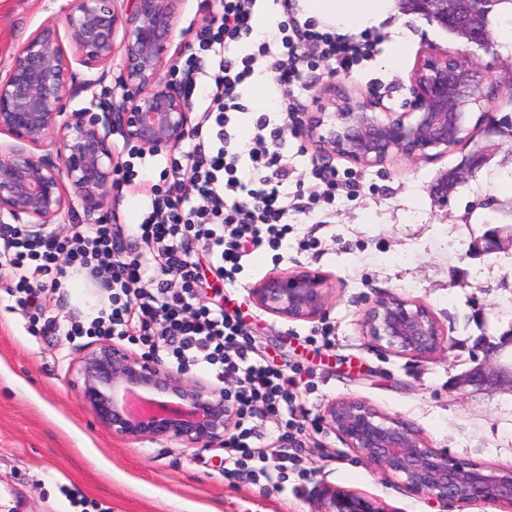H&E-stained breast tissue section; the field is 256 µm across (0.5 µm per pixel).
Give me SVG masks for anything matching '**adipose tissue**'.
Wrapping results in <instances>:
<instances>
[{"instance_id":"ef3b65f1","label":"adipose tissue","mask_w":512,"mask_h":512,"mask_svg":"<svg viewBox=\"0 0 512 512\" xmlns=\"http://www.w3.org/2000/svg\"><path fill=\"white\" fill-rule=\"evenodd\" d=\"M307 17L318 25L359 34L393 10L395 0H300Z\"/></svg>"}]
</instances>
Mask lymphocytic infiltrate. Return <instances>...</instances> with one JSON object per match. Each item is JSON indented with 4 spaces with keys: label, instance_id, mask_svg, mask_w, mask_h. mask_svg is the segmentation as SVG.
Returning a JSON list of instances; mask_svg holds the SVG:
<instances>
[{
    "label": "lymphocytic infiltrate",
    "instance_id": "lymphocytic-infiltrate-1",
    "mask_svg": "<svg viewBox=\"0 0 512 512\" xmlns=\"http://www.w3.org/2000/svg\"><path fill=\"white\" fill-rule=\"evenodd\" d=\"M257 2L221 0L199 30L202 55L191 64L185 91L199 96L200 121L183 157L167 158L166 184L155 189L138 223L79 224L69 244L49 234L35 241L14 225H0V266L14 272L6 293L16 309H39L44 291L73 274L96 273L110 291L91 322L100 335L135 336L149 349H165L177 366L234 379L236 431L224 442V477L254 482L301 467L287 446L298 429L288 417L298 381L254 357L239 314L200 303L201 270L212 265L223 282L236 285L245 257L279 248L288 234L281 136L284 126L298 124L289 100L307 63L299 45L312 46L345 73L361 67L376 47L300 21L296 0H275L284 14L276 34L251 42L248 54L229 56V44L251 41ZM259 65L274 73L275 92L288 106L260 113L243 140L238 117L250 110L245 89ZM203 74L212 86L198 83ZM185 182L191 193L182 192ZM270 417L277 420L279 445H251L254 420Z\"/></svg>",
    "mask_w": 512,
    "mask_h": 512
}]
</instances>
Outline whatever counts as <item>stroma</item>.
<instances>
[{"label": "stroma", "instance_id": "stroma-1", "mask_svg": "<svg viewBox=\"0 0 512 512\" xmlns=\"http://www.w3.org/2000/svg\"><path fill=\"white\" fill-rule=\"evenodd\" d=\"M69 0H0V73L47 20L62 19ZM380 51L353 73L313 59L294 87L304 105L301 122L343 94L371 96L380 117L403 112L410 78L432 49L461 43L438 25L412 15H394L375 26ZM405 46L399 68H390L396 43ZM470 57L497 78L494 93L472 106L470 123L482 113L512 121V87L503 76L512 53L501 43L471 48ZM288 201L315 190L311 163L320 154L303 133L284 132ZM484 162L454 186L447 205L436 203L437 179L474 152ZM327 166L361 177L356 194L340 191L326 211L289 212L288 236L278 250L251 257L236 286H221L208 274L199 293L207 305L225 303L241 313L261 356L301 380L292 416L306 425L299 435L302 475H290L283 490L273 483H228L220 448H187L165 439L129 440L101 426L73 386L77 363L93 344L36 336L27 318L0 299V512H312L314 478L364 492L389 512H512L505 506H464L405 493L381 479L321 422L326 405L339 398L368 402L414 425L430 447L455 459L512 469V388L460 387L471 368L490 362L512 369V349L487 356V343L512 333V139L478 132L474 141L434 159L397 157L383 166L361 167L343 157ZM166 162L154 157L147 177L113 196L109 212L120 224L139 222L141 208L160 181ZM307 269L329 281L327 310L315 320H287L257 307L251 290L273 273ZM396 295L428 306L444 329L448 350L418 358L375 342L363 323L369 300ZM105 289L76 277L49 311L74 313L90 322ZM332 325L335 343L310 337ZM84 505H76V498Z\"/></svg>", "mask_w": 512, "mask_h": 512}]
</instances>
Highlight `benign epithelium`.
Segmentation results:
<instances>
[{
	"label": "benign epithelium",
	"instance_id": "7a95c632",
	"mask_svg": "<svg viewBox=\"0 0 512 512\" xmlns=\"http://www.w3.org/2000/svg\"><path fill=\"white\" fill-rule=\"evenodd\" d=\"M182 0H72L65 35L49 20L17 51L0 78V225L16 224L43 236L79 201L85 221H101L118 169L112 135L153 151L175 150L193 135V105L180 84L163 75ZM497 0H470L462 13L456 0H414L412 14L448 30H471L465 45L491 48L487 18ZM121 42H115L117 34ZM120 57L121 95L66 110L65 101L102 83ZM470 54L434 49L411 76L409 110L381 119L367 98L345 96L333 112L307 127L326 155L360 166L384 165L397 156L431 158L474 140L467 110L483 100L489 71L469 65ZM98 75L79 79L73 64ZM481 163L473 154L445 174L436 188L448 205L449 189L472 176ZM330 288L310 270L271 274L252 288L266 312L288 320L322 317ZM370 336L398 353L427 358L447 350L433 312L417 301L380 297L364 311ZM77 394L96 420L130 440L167 438L188 445L224 447L235 423L233 391L212 389L149 356H137L106 338L78 363ZM508 384L512 370L491 372L479 364L460 385ZM322 420L384 480L412 495L441 502L512 507V470L456 461L426 443L411 424L353 398L330 402ZM314 512H389L362 492L320 480Z\"/></svg>",
	"mask_w": 512,
	"mask_h": 512
}]
</instances>
